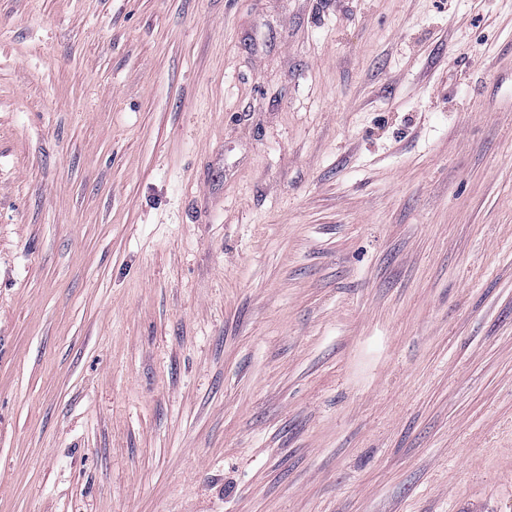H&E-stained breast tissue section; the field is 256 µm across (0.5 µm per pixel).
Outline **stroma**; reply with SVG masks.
I'll list each match as a JSON object with an SVG mask.
<instances>
[{
    "instance_id": "1",
    "label": "stroma",
    "mask_w": 512,
    "mask_h": 512,
    "mask_svg": "<svg viewBox=\"0 0 512 512\" xmlns=\"http://www.w3.org/2000/svg\"><path fill=\"white\" fill-rule=\"evenodd\" d=\"M0 512H512V0H0Z\"/></svg>"
}]
</instances>
